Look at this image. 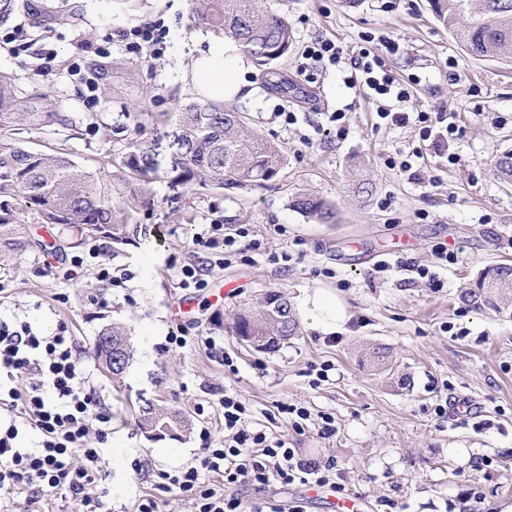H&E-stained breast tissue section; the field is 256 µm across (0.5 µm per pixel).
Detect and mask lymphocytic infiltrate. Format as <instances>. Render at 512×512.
<instances>
[{"label": "lymphocytic infiltrate", "instance_id": "f902f5d3", "mask_svg": "<svg viewBox=\"0 0 512 512\" xmlns=\"http://www.w3.org/2000/svg\"><path fill=\"white\" fill-rule=\"evenodd\" d=\"M394 42L380 50L347 49L336 41L318 38L304 50L305 58L328 60L347 67L346 84H361L376 101L382 125L417 126L422 143L406 155L388 158L390 166L417 179L429 152L447 153L449 141L460 138L461 127L451 112H410V92L385 68V54L395 53ZM74 337L45 336L30 324L0 323V377L24 374L21 385L10 387L5 414L0 415V512H12L13 497L26 493L30 512H44L52 496L80 500L84 512H98L95 495L108 478L106 444L112 432V412L98 399L80 366ZM224 435L214 439L202 428L205 443L197 463L155 475L152 493L139 496L133 512H159V493L187 499L193 512H241L240 492H255L252 512H303L268 496L273 485L313 483L336 486L341 477L335 462L305 458L282 435L258 428L248 419L246 406L228 391L218 400ZM41 433L38 447L26 448L21 439L27 427ZM97 447H89V436Z\"/></svg>", "mask_w": 512, "mask_h": 512}]
</instances>
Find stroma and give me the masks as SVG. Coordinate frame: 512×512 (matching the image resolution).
Here are the masks:
<instances>
[{
    "instance_id": "35a3bbf8",
    "label": "stroma",
    "mask_w": 512,
    "mask_h": 512,
    "mask_svg": "<svg viewBox=\"0 0 512 512\" xmlns=\"http://www.w3.org/2000/svg\"><path fill=\"white\" fill-rule=\"evenodd\" d=\"M75 2L83 7L77 20L69 16ZM33 5L53 15L49 32L30 28ZM262 6L294 31L292 50L272 65L289 87L272 88L242 55L246 87L224 104L284 147L285 164L274 180L177 193L156 179L139 192L133 211L148 236L116 248L76 228L43 229L34 215L21 213L29 245L18 255L0 251V320L27 321L49 336L63 330L78 340L89 384L112 410L111 476L101 512H131L151 492V483L133 472V459L152 472L193 465L201 428L216 437L224 432L210 404L226 390L246 404L255 425L284 435L306 457L334 461L362 512H448L469 490L479 497L477 512H499V503L512 502V306L479 310L460 293L486 266L512 263V185L495 171L498 157L512 150V64L468 54L436 21L428 0H362L350 11L341 0H262ZM192 8V0H19L15 17L0 25V73L16 76L19 97L56 102L72 124L23 126L16 139L67 153L104 179L120 177L116 157L124 144L161 140L179 102L198 94L194 62L218 36L196 26ZM158 19L169 34L164 57L154 60L130 49L125 34ZM367 33L398 43L385 64L408 85L410 109L456 113L464 130L450 145L456 164L429 157L419 179L409 180L384 160L419 145L418 127H376V103L362 88L345 85L339 67L318 70L311 82L300 76L312 40L355 45ZM339 109L347 112L341 135L329 120ZM357 161L374 183L366 198L350 190ZM301 194L334 203L335 223L295 210L292 201ZM214 224L248 228L260 249L223 259L195 246L194 237ZM404 234L409 246L388 254V270L376 271L370 247ZM441 242L457 248L458 260L438 268L443 286L435 292L397 260L431 264ZM76 256L84 259L78 270L71 263ZM187 264L199 267L206 289L178 287ZM103 266L123 283L101 280ZM227 282L235 294L211 303L212 289ZM319 288L338 293L351 315L335 341L304 318L298 335L273 351L236 336V316L257 309L266 293L280 291L297 308ZM185 295L195 309L171 319ZM449 322L455 333L444 332ZM115 326L133 353L118 376L95 352L98 333ZM179 327L190 337H215L222 354L168 346L169 332ZM376 346L389 348L388 366L372 364ZM324 364L329 377L316 382L314 369ZM460 398L471 401V418L451 414ZM283 401L332 414L335 433L322 435L312 425L296 434L277 414ZM147 402L179 413L185 427L177 438L141 432L137 414ZM440 406L445 415L437 414ZM458 449L466 450L467 464L453 461Z\"/></svg>"
}]
</instances>
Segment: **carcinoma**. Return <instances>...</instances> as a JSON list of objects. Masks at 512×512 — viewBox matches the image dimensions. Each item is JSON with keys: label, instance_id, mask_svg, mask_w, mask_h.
Instances as JSON below:
<instances>
[{"label": "carcinoma", "instance_id": "obj_1", "mask_svg": "<svg viewBox=\"0 0 512 512\" xmlns=\"http://www.w3.org/2000/svg\"><path fill=\"white\" fill-rule=\"evenodd\" d=\"M435 19L461 42L469 54L494 61H512V0H430ZM196 23L207 25L224 39L236 44L261 70L291 50L294 34L288 21L261 8L259 0H193ZM25 124L70 123L67 113L34 97L16 94V77L0 74V249L21 252L28 240L21 231L18 211L36 215L39 223L77 227L96 238L123 245L136 236L147 237L148 229L133 223L126 203L132 192L129 183L106 182L99 174L77 164L63 153L33 151L10 136V127ZM175 155L166 171L169 187L180 188L264 186L280 171L285 150L255 132L244 130L242 115L224 108L209 97H194L180 105L173 131ZM120 166L133 181L149 184L157 178L159 161L153 150L130 143L121 152ZM497 176L512 183V152L496 161ZM292 206L321 224H333L336 207L324 198L302 194ZM512 282V265L500 263L485 268L461 293V299L475 308L496 306L503 295L489 291L495 281ZM267 308L277 320L260 312L236 318L235 333L247 336L256 329L269 337L267 349L297 335L299 322L293 311H281L285 299L277 291L266 295ZM128 348L119 328L101 333L97 341L100 357L112 374L120 375L130 359L111 362V347ZM139 425L155 438L167 429L182 426L175 412L142 407Z\"/></svg>", "mask_w": 512, "mask_h": 512}]
</instances>
